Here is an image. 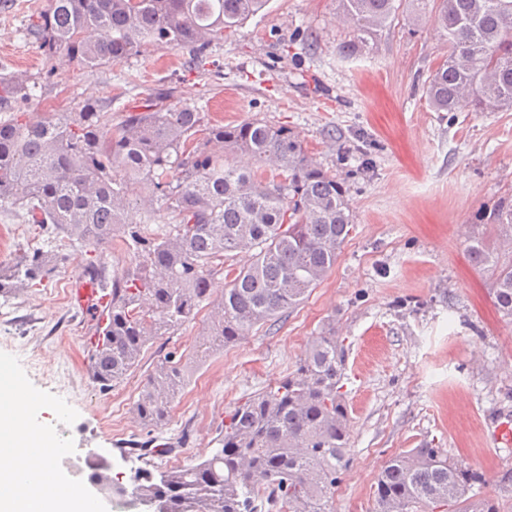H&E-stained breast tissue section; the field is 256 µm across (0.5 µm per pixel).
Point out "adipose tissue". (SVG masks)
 <instances>
[{
    "label": "adipose tissue",
    "mask_w": 512,
    "mask_h": 512,
    "mask_svg": "<svg viewBox=\"0 0 512 512\" xmlns=\"http://www.w3.org/2000/svg\"><path fill=\"white\" fill-rule=\"evenodd\" d=\"M27 399L18 380L0 377V512H88L84 499L64 492L60 485L34 490L17 481L19 468L46 471L38 426L19 419Z\"/></svg>",
    "instance_id": "obj_1"
}]
</instances>
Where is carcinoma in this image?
Segmentation results:
<instances>
[{
	"mask_svg": "<svg viewBox=\"0 0 512 512\" xmlns=\"http://www.w3.org/2000/svg\"><path fill=\"white\" fill-rule=\"evenodd\" d=\"M268 0H51L25 29L47 57L66 52L93 68L147 44L188 46L198 66L209 42L262 11ZM395 0H340L355 26L346 46L357 52L394 18ZM434 21L448 57L428 76L424 96L435 112L512 110V0H436ZM38 82L0 76V204L39 225L51 244L103 246L121 239L135 265L107 281L104 255L87 273L110 289L112 306L89 363L106 391L138 366L144 348L213 308L205 350L241 340L299 306L327 276L353 220L344 183L313 166L298 136L259 120L209 125L195 108L171 109L160 98L112 124V102L87 97L78 112L31 122L17 107ZM245 152L274 173L240 169ZM153 184L171 215L169 232L148 230ZM467 236L472 262L493 279L498 309L512 318V197L500 200ZM250 254L247 263L238 254ZM58 254L42 247L0 266V295L40 280ZM225 275L224 297L210 281ZM152 298L143 310L140 298ZM344 350L334 333L315 337L296 369L224 417L220 448L199 463L135 472L132 487L104 465L90 480L131 492L152 512H327L347 453L348 410L342 392ZM181 360L170 351L135 403L145 427L163 424L181 392ZM481 477L440 448H412L379 474L376 512H499L492 498L470 494Z\"/></svg>",
	"mask_w": 512,
	"mask_h": 512,
	"instance_id": "1",
	"label": "carcinoma"
}]
</instances>
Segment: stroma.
<instances>
[{"label": "stroma", "mask_w": 512, "mask_h": 512, "mask_svg": "<svg viewBox=\"0 0 512 512\" xmlns=\"http://www.w3.org/2000/svg\"><path fill=\"white\" fill-rule=\"evenodd\" d=\"M395 5L391 24L351 55L344 47L354 31L338 0H269L213 40L199 68L187 67V49L167 44L88 68L45 58L24 38L49 0H0V76L52 74L26 105L29 118L75 111L93 95L111 101L117 122L161 94L173 109L201 107L212 124L258 119L298 135L309 159L344 183L353 214L335 266L278 324L201 357L210 316L201 308L150 344L110 391L89 377L90 314L68 300L93 246H63L52 275L0 296V374L31 392L32 420L69 430L71 461L54 471L60 485L90 455L128 476L209 458L225 415L288 376L312 337L332 328L345 352L349 452L330 512H375L386 462L425 446L481 475L482 492L512 512V494L499 493L512 449L489 432L492 419L512 416V318L497 309L492 279L472 263L459 231L512 195V111H432L423 84L448 42L431 20L408 23L413 0ZM44 244L37 225L0 206L1 264ZM170 351L182 357L186 385L167 421L148 430L134 405L154 362ZM119 393L127 401L116 415ZM149 436L174 453L136 455Z\"/></svg>", "instance_id": "obj_1"}]
</instances>
